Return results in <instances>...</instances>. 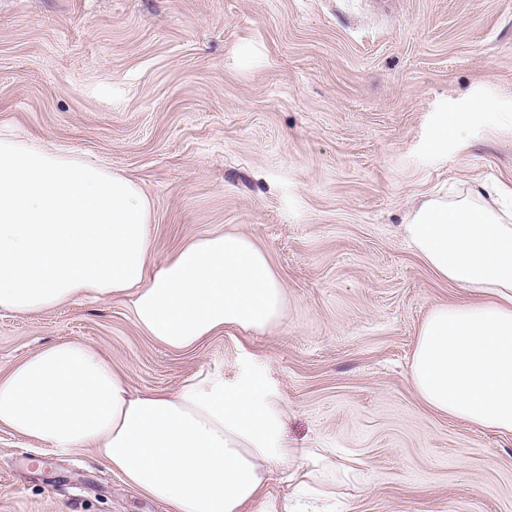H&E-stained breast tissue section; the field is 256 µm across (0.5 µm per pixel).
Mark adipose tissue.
Returning <instances> with one entry per match:
<instances>
[{
    "label": "adipose tissue",
    "mask_w": 512,
    "mask_h": 512,
    "mask_svg": "<svg viewBox=\"0 0 512 512\" xmlns=\"http://www.w3.org/2000/svg\"><path fill=\"white\" fill-rule=\"evenodd\" d=\"M503 187L429 199L404 229L415 252L465 302L423 321L412 385L435 413L512 433V211ZM152 202L121 173L0 134V309L42 311L79 296L123 297L155 341L188 349L219 332L263 333L284 317L285 292L250 237L224 232L152 258ZM0 426L47 448H91L169 512H295L269 496L273 472L314 487L335 512V475H357L327 448H292L283 412L261 378L221 375L176 392H137L96 348L48 346L0 375Z\"/></svg>",
    "instance_id": "1"
}]
</instances>
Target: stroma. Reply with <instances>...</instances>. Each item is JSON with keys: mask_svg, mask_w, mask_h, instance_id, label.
<instances>
[{"mask_svg": "<svg viewBox=\"0 0 512 512\" xmlns=\"http://www.w3.org/2000/svg\"><path fill=\"white\" fill-rule=\"evenodd\" d=\"M0 130L140 184L154 257L234 229L286 290L273 330L185 350L121 299L0 310V372L75 341L135 391L257 375L290 447L364 461L336 482L340 512H512V434L428 410L411 383L425 317L467 294L403 234L428 199L512 186V0H0ZM0 512L166 507L93 450L0 427Z\"/></svg>", "mask_w": 512, "mask_h": 512, "instance_id": "1", "label": "stroma"}]
</instances>
